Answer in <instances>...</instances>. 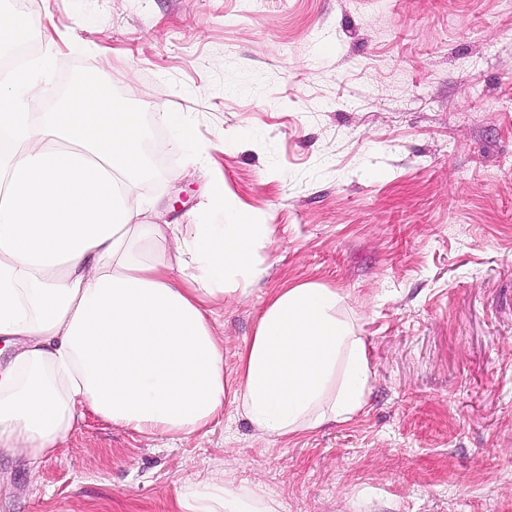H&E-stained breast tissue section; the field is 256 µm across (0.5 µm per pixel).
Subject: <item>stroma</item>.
Instances as JSON below:
<instances>
[{"mask_svg": "<svg viewBox=\"0 0 512 512\" xmlns=\"http://www.w3.org/2000/svg\"><path fill=\"white\" fill-rule=\"evenodd\" d=\"M37 19L17 68L50 112L92 71L165 162L169 224L229 204L276 227L209 319L235 377L269 300L314 282L371 369L350 422L288 437L225 405L180 438L84 412L38 465L0 454V512H183L185 488L276 512H512V0H0ZM190 132L175 144L165 113Z\"/></svg>", "mask_w": 512, "mask_h": 512, "instance_id": "35a3bbf8", "label": "stroma"}]
</instances>
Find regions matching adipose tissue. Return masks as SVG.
I'll return each mask as SVG.
<instances>
[{
  "mask_svg": "<svg viewBox=\"0 0 512 512\" xmlns=\"http://www.w3.org/2000/svg\"><path fill=\"white\" fill-rule=\"evenodd\" d=\"M43 88L0 90V451L40 461L85 409L144 435L190 434L232 405L272 437L350 421L370 381L345 301L316 283L269 301L235 378L208 318L263 272L274 225L229 210L223 224H145L139 114L110 85L74 82L31 117ZM189 512H274L261 497L188 490Z\"/></svg>",
  "mask_w": 512,
  "mask_h": 512,
  "instance_id": "obj_1",
  "label": "adipose tissue"
}]
</instances>
